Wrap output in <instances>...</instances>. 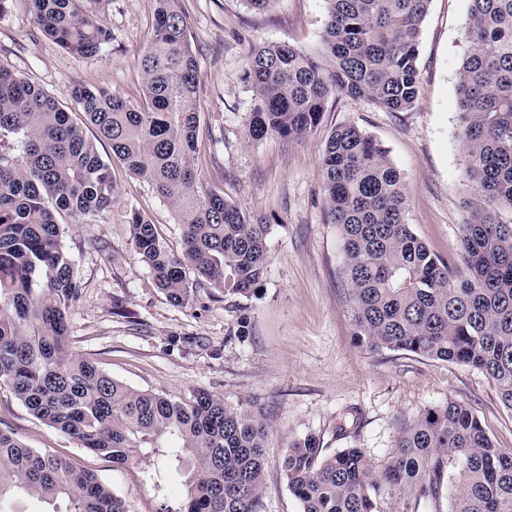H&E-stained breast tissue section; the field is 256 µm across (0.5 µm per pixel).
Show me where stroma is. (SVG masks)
Returning <instances> with one entry per match:
<instances>
[{
	"label": "stroma",
	"mask_w": 512,
	"mask_h": 512,
	"mask_svg": "<svg viewBox=\"0 0 512 512\" xmlns=\"http://www.w3.org/2000/svg\"><path fill=\"white\" fill-rule=\"evenodd\" d=\"M83 6L112 35L103 56L62 49L38 31L25 0H15L0 17V68L41 87L70 112L78 109L71 96L77 86L138 100L153 0H83ZM182 7L199 62L197 174L203 188L245 214L272 219L264 285L256 298L202 291L189 305L170 302L130 244L129 211L146 213L177 253L182 226L147 183L113 165L119 197L112 207L89 220H61L62 243L82 288L70 313L73 353L138 390L173 399L205 390L235 409L260 403L273 425L262 512H301L280 460L308 434L319 436L325 453L361 448L380 464L400 427L453 399L472 408L498 447L512 449V411L480 371L355 345L344 253L322 189L328 136L342 125L365 130L404 175L413 232L434 253L459 259L467 215L457 84L468 0H431L421 28L418 95L409 111L340 96L305 137L258 142L246 136L252 101L241 75L247 53L262 42L319 52L326 0H272L262 12L243 0H182ZM245 312L251 332L240 340L234 331ZM1 428L94 473L124 499L127 512H180L186 504L183 477L160 455L112 464L34 417L3 385Z\"/></svg>",
	"instance_id": "35a3bbf8"
}]
</instances>
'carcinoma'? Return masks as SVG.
<instances>
[{
    "label": "carcinoma",
    "mask_w": 512,
    "mask_h": 512,
    "mask_svg": "<svg viewBox=\"0 0 512 512\" xmlns=\"http://www.w3.org/2000/svg\"><path fill=\"white\" fill-rule=\"evenodd\" d=\"M27 2L43 35L66 51L106 52L111 33L81 0ZM327 2L320 53L286 44L251 48L242 75L252 99L249 139L302 137L338 95L389 112L412 108L431 0ZM464 38L457 86L467 182L462 264L414 234L404 177L364 130L341 126L328 137L323 191L341 233L356 344L480 370L512 411V0H469ZM140 65L138 101L74 88L79 121L0 69V139L19 136L23 152H0V384L36 418L118 466L146 448L169 449L170 463L186 468L183 512H262L270 424L261 411L230 408L206 391L173 400L137 390L69 348V311L81 288L58 218L82 220L116 202L114 159L183 224L175 254L143 212L130 211L131 244L171 302L186 305L201 289L257 297L267 272L269 220H254L199 186V69L180 0H155L153 38ZM99 142L109 155H100ZM281 468L302 512H393L408 499L444 501L448 512H512V452L497 447L456 400L403 427L380 465L361 448L326 455L318 437L307 435L289 446ZM20 495L65 503L52 512H126L93 473L0 430V504Z\"/></svg>",
    "instance_id": "1"
}]
</instances>
